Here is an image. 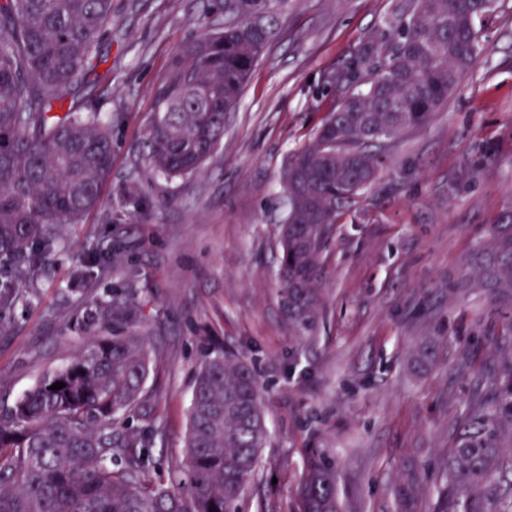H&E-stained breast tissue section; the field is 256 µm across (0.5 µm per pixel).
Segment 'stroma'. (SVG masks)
Wrapping results in <instances>:
<instances>
[{"instance_id":"35a3bbf8","label":"stroma","mask_w":512,"mask_h":512,"mask_svg":"<svg viewBox=\"0 0 512 512\" xmlns=\"http://www.w3.org/2000/svg\"><path fill=\"white\" fill-rule=\"evenodd\" d=\"M392 4L291 0L223 141L198 173L164 179L142 148L155 90L224 13L216 0H113L101 58L75 93L112 119V174L41 280L0 313V395L16 399L71 361L86 344L71 318L131 281L144 303L131 333L153 362L138 423L163 476L185 469L195 370L220 348L254 368L269 431L242 512H297L310 448L335 462L342 512H397L413 473L414 512H429L443 448L512 350V299L480 273L512 213V0L479 21L478 55L447 109L399 138L358 215L336 225L315 324H288L278 298L284 167L333 103L323 76L352 61ZM116 244L122 264L80 279L90 252Z\"/></svg>"}]
</instances>
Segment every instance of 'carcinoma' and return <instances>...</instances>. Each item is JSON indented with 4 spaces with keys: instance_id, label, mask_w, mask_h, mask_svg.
<instances>
[{
    "instance_id": "obj_1",
    "label": "carcinoma",
    "mask_w": 512,
    "mask_h": 512,
    "mask_svg": "<svg viewBox=\"0 0 512 512\" xmlns=\"http://www.w3.org/2000/svg\"><path fill=\"white\" fill-rule=\"evenodd\" d=\"M289 0H224V26L202 25L156 89L143 148L167 179L198 172L224 136ZM493 0H394L383 29L356 52L314 142L288 159L278 279L288 322L305 330L322 305L321 257L334 226L381 174L397 139L448 107L478 52L476 21ZM112 0H0V309L32 286L60 228L101 202L112 172V118L88 103L57 111L96 67ZM373 63L366 88L360 65ZM487 278L512 288V221L496 231ZM138 289L96 299L72 328L86 348L0 405V512H240L268 428L253 368L218 350L191 395L184 477L152 478L131 427L151 371ZM110 336H99L101 330ZM65 383L59 390L50 386ZM431 512H512V353L473 398L441 460ZM298 512H339L336 470L305 459Z\"/></svg>"
}]
</instances>
